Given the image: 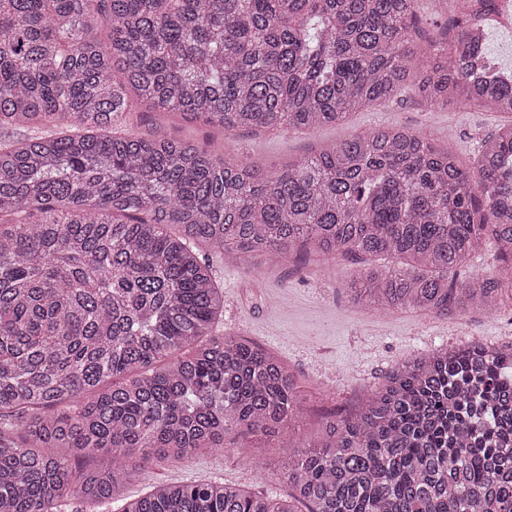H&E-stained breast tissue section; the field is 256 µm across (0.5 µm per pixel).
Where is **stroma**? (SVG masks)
<instances>
[{"instance_id": "obj_1", "label": "stroma", "mask_w": 512, "mask_h": 512, "mask_svg": "<svg viewBox=\"0 0 512 512\" xmlns=\"http://www.w3.org/2000/svg\"><path fill=\"white\" fill-rule=\"evenodd\" d=\"M415 48L429 55L432 43L455 16L437 0H417ZM505 117L457 104L430 106L407 80L398 96L369 110L351 114L340 125L305 132L248 129L224 135V150L241 162L274 173L321 146L385 126L421 132L447 147L458 162L477 172L482 140ZM216 280L224 290L221 331L242 334L276 355L294 375L304 397L297 445L315 443L327 413L346 412L381 385L386 375L409 354L464 342L512 341V312L488 318L469 310L448 317L396 312L383 317L359 307L346 292L366 262L351 257H320L305 263H261L243 268L222 256H212ZM227 448L205 449L195 457L154 467L152 479L163 482L221 481L273 498L287 497L290 487L279 464L290 450L276 440L247 448L240 436L226 438ZM151 479V480H152Z\"/></svg>"}]
</instances>
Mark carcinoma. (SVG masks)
Wrapping results in <instances>:
<instances>
[{
  "instance_id": "1",
  "label": "carcinoma",
  "mask_w": 512,
  "mask_h": 512,
  "mask_svg": "<svg viewBox=\"0 0 512 512\" xmlns=\"http://www.w3.org/2000/svg\"><path fill=\"white\" fill-rule=\"evenodd\" d=\"M416 2L0 0V129L37 130L0 140V512L114 501L235 430L294 440L292 373L213 333L224 292L202 245L245 267L399 258L348 288L377 312L512 311V271L448 279L488 246L512 265V121L482 141L475 177L394 127L276 173L165 130L174 115L222 132L341 124L420 67L429 105L511 115L512 70L474 17L450 56L418 61ZM281 472L293 493L278 502L153 483L122 512H512V346L403 360Z\"/></svg>"
}]
</instances>
